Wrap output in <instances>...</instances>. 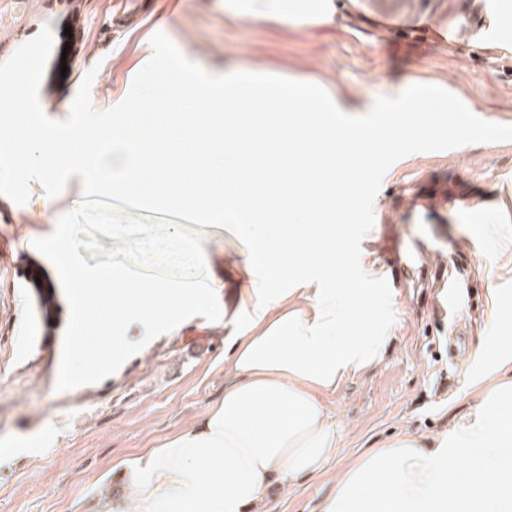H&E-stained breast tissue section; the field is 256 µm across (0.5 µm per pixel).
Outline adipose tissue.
<instances>
[{"instance_id": "adipose-tissue-1", "label": "adipose tissue", "mask_w": 512, "mask_h": 512, "mask_svg": "<svg viewBox=\"0 0 512 512\" xmlns=\"http://www.w3.org/2000/svg\"><path fill=\"white\" fill-rule=\"evenodd\" d=\"M222 2L227 18L294 28L333 23L338 12L335 0ZM180 69L174 81L163 70L151 75L153 91L223 113V122L173 123L155 112L152 126H124L94 162L138 170L136 182L114 181L112 190L171 195L192 211L220 206L248 245L241 262L251 285L239 295L240 330L224 339L223 399L126 461L127 495L97 500L91 512H252L273 482L319 473L335 457L340 431L327 397L374 367L385 342L352 328L345 288L313 263L354 190L355 163L390 131L370 119L376 104L318 82L308 93L287 90L260 69L217 73L185 58ZM234 100L256 104L264 139L229 111ZM189 147L197 164L183 170L185 188L165 173L170 155ZM261 179L311 191L284 201L258 187ZM290 266L297 273L285 288ZM465 393L470 413L430 439L399 436L338 468L320 512H512V349L488 352Z\"/></svg>"}]
</instances>
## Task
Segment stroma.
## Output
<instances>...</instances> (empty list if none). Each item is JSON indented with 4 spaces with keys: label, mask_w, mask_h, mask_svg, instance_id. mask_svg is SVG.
I'll list each match as a JSON object with an SVG mask.
<instances>
[{
    "label": "stroma",
    "mask_w": 512,
    "mask_h": 512,
    "mask_svg": "<svg viewBox=\"0 0 512 512\" xmlns=\"http://www.w3.org/2000/svg\"><path fill=\"white\" fill-rule=\"evenodd\" d=\"M112 2L60 0L45 11L39 0H0V63L44 27L54 32L51 57L65 59L67 71L40 97L50 119L69 115L89 74L94 109L118 104L161 31L199 67L315 76L357 99L380 97L392 83L436 88L452 78L481 119L512 125V51L474 46L473 0H358L335 26L304 28L230 21L219 0H145L139 19L111 33ZM73 39L81 51L69 50ZM82 198L76 176L53 199L36 182L26 204L0 195V512H91L98 498H123L122 462L224 396V338L237 329L236 295L250 276L239 262L244 242L213 226L201 242L226 317L187 319L105 379L57 391L68 307L34 242ZM475 205L489 216L480 234L465 220ZM373 212L360 264L391 289L396 320L383 359L329 395L341 426L338 452L320 474L275 488L271 512H318L341 463L395 436L446 428L450 410L465 407L467 375L482 372L486 352L512 336V141L398 160ZM410 252L412 269L399 271L397 259ZM453 257L468 263L472 282L458 309L466 347L455 357L436 322L441 290L433 277Z\"/></svg>",
    "instance_id": "1"
}]
</instances>
